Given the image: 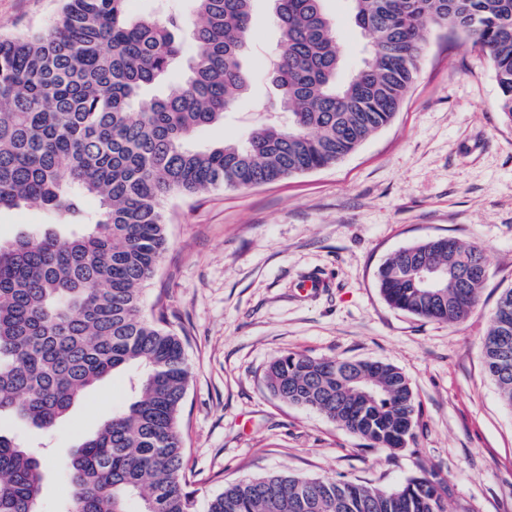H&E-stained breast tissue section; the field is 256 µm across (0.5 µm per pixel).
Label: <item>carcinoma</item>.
Here are the masks:
<instances>
[{
	"mask_svg": "<svg viewBox=\"0 0 512 512\" xmlns=\"http://www.w3.org/2000/svg\"><path fill=\"white\" fill-rule=\"evenodd\" d=\"M126 2L65 0L49 28L0 38V210L34 205L55 217L0 243V420L49 432L89 388L133 369L135 396L66 461L60 512H197L178 426L190 365L181 338L141 312L168 246L164 201L339 162L392 121L431 26L465 34L490 59L512 123V0H349L371 41L344 80L324 0H275L270 108L286 120L207 149L191 144L196 133L251 88L242 60L254 0H191L186 12L137 19ZM174 77L170 93L153 92ZM420 260L437 268L431 288L418 281ZM485 267L481 246L436 237L386 260L377 284L392 307L457 324L478 301ZM507 336L512 288L483 340L486 370L512 407ZM265 381L375 447L396 453L413 438L412 389L390 364L286 352ZM43 481L38 450L0 433V512H40ZM447 498L434 472L392 490L270 473L224 487L205 512H447Z\"/></svg>",
	"mask_w": 512,
	"mask_h": 512,
	"instance_id": "cac0c4a2",
	"label": "carcinoma"
}]
</instances>
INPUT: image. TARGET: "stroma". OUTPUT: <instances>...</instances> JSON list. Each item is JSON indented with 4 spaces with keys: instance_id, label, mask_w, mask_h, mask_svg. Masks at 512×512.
I'll list each match as a JSON object with an SVG mask.
<instances>
[{
    "instance_id": "35a3bbf8",
    "label": "stroma",
    "mask_w": 512,
    "mask_h": 512,
    "mask_svg": "<svg viewBox=\"0 0 512 512\" xmlns=\"http://www.w3.org/2000/svg\"><path fill=\"white\" fill-rule=\"evenodd\" d=\"M62 0H0V35L43 29ZM343 73L369 44L348 0H326ZM243 63L247 96L195 146L243 138L274 100L278 24L255 0ZM414 85L393 120L335 165L247 189L165 204L168 249L143 290V312L165 317L191 365L181 412L184 471L198 508L226 485L283 472L393 489L433 471L448 512H512V409L485 370L483 338L512 288V125L503 121L490 61L459 32L429 28ZM37 206L0 212V242L51 223ZM483 247L488 277L462 323L391 307L376 282L393 253L432 237ZM317 279L316 292H303ZM285 352L380 361L408 378L419 411L397 456L339 423L275 398L267 363ZM131 397L128 374L89 389L49 433L0 421L44 447L42 512L68 495L63 465L78 442Z\"/></svg>"
}]
</instances>
